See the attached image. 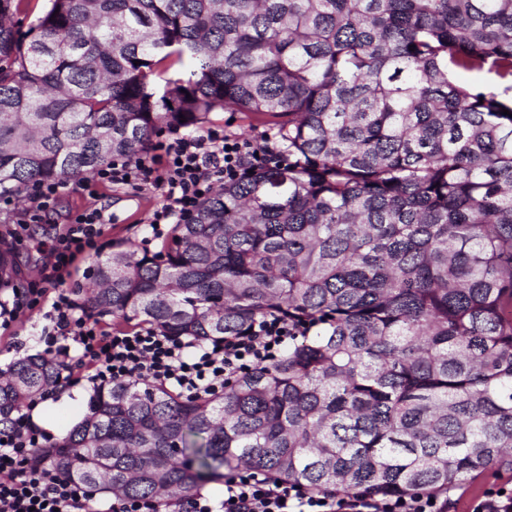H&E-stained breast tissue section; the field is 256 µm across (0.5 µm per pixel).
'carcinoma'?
Listing matches in <instances>:
<instances>
[{"mask_svg": "<svg viewBox=\"0 0 512 512\" xmlns=\"http://www.w3.org/2000/svg\"><path fill=\"white\" fill-rule=\"evenodd\" d=\"M22 2L0 0V194L217 110L278 136L159 251L112 252L90 308L204 341L304 331L212 398L104 386L38 462L169 507L222 469L409 495L512 463V0H49L25 31ZM14 272L1 251V289ZM63 371L14 361L0 425Z\"/></svg>", "mask_w": 512, "mask_h": 512, "instance_id": "1", "label": "carcinoma"}]
</instances>
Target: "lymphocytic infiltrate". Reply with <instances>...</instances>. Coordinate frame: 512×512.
<instances>
[{
  "label": "lymphocytic infiltrate",
  "mask_w": 512,
  "mask_h": 512,
  "mask_svg": "<svg viewBox=\"0 0 512 512\" xmlns=\"http://www.w3.org/2000/svg\"><path fill=\"white\" fill-rule=\"evenodd\" d=\"M273 134L250 141L220 129L169 130L152 153L135 159L117 156L80 183L81 189L149 187L161 195L149 227L153 236L168 224L186 222L215 187L235 180L243 168L268 160ZM104 208L69 217L61 233L46 245L43 283L14 290L0 299V329H9L21 313L41 310L44 323L35 338L41 353L66 366L65 386L98 390L118 381H137L199 400L219 395L231 378L278 356L297 332L287 319L270 314L248 335L200 341L170 336L153 327L112 330L73 301L64 284L77 260L101 253ZM35 402L17 409L0 428V512H160L154 498L99 499L77 482L34 462L35 449L51 435L33 419ZM447 498L414 494L404 498L316 493L298 483H277L259 471L224 476V495L198 493L183 499L178 512H447Z\"/></svg>",
  "instance_id": "obj_1"
}]
</instances>
